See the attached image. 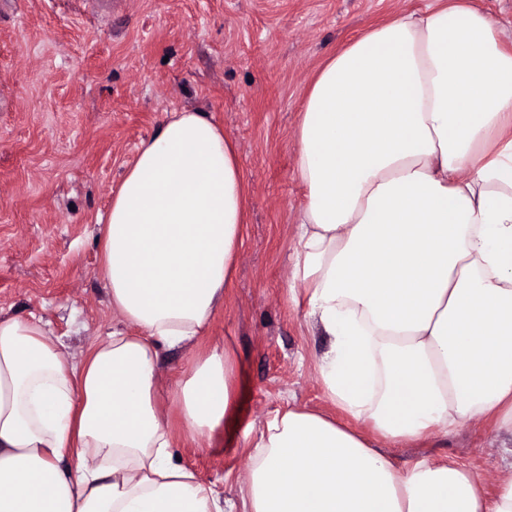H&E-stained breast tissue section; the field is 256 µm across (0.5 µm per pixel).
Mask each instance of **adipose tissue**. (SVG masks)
<instances>
[{"mask_svg": "<svg viewBox=\"0 0 512 512\" xmlns=\"http://www.w3.org/2000/svg\"><path fill=\"white\" fill-rule=\"evenodd\" d=\"M291 290L330 340L348 417L289 410L256 438L242 512H512L465 466L378 448L489 421L512 433V46L467 0L404 11L331 54L295 131ZM247 180L206 113L141 143L102 226L122 322L71 362L42 319L0 317V512H224L174 451L162 349L204 336L243 245ZM172 397L193 437L231 403L223 353Z\"/></svg>", "mask_w": 512, "mask_h": 512, "instance_id": "1", "label": "adipose tissue"}]
</instances>
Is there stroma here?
<instances>
[{"label":"stroma","mask_w":512,"mask_h":512,"mask_svg":"<svg viewBox=\"0 0 512 512\" xmlns=\"http://www.w3.org/2000/svg\"><path fill=\"white\" fill-rule=\"evenodd\" d=\"M429 0H0V315L49 321L79 359L111 330L100 222L142 141L168 113L211 115L249 187L244 243L208 336L160 353L162 378L227 357L233 408L209 438L177 434L197 478L239 499L267 423L291 408L339 417L316 362L328 340L288 295L293 139L308 83L372 25ZM512 435L465 424L392 449L404 468L453 460L495 492Z\"/></svg>","instance_id":"stroma-1"}]
</instances>
